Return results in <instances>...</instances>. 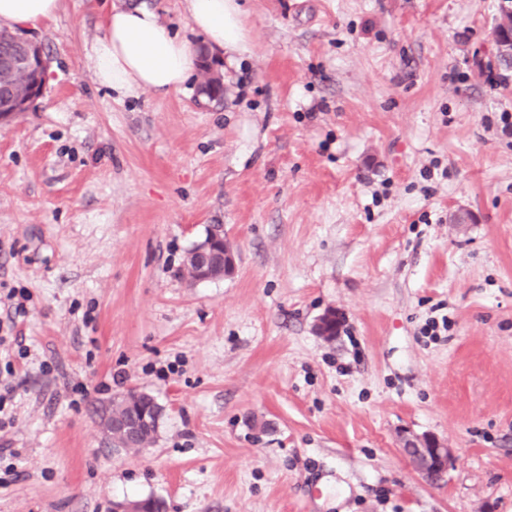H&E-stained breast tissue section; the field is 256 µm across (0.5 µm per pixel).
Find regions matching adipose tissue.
Here are the masks:
<instances>
[{
	"label": "adipose tissue",
	"mask_w": 512,
	"mask_h": 512,
	"mask_svg": "<svg viewBox=\"0 0 512 512\" xmlns=\"http://www.w3.org/2000/svg\"><path fill=\"white\" fill-rule=\"evenodd\" d=\"M59 0H0V26L33 27L55 16ZM190 21L211 49L240 53L246 43L238 0H189ZM193 72L189 46L158 14L142 6L112 8L95 47L98 82L127 95L181 90Z\"/></svg>",
	"instance_id": "1"
}]
</instances>
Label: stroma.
<instances>
[{
    "label": "stroma",
    "instance_id": "35a3bbf8",
    "mask_svg": "<svg viewBox=\"0 0 512 512\" xmlns=\"http://www.w3.org/2000/svg\"><path fill=\"white\" fill-rule=\"evenodd\" d=\"M504 3L242 0L218 104L197 73L96 80L113 5L206 48L186 0H61L24 29L50 66L0 124V512H512ZM215 224L236 271L189 283ZM130 388L159 436L117 451L102 415ZM404 430L447 442L442 480Z\"/></svg>",
    "mask_w": 512,
    "mask_h": 512
}]
</instances>
